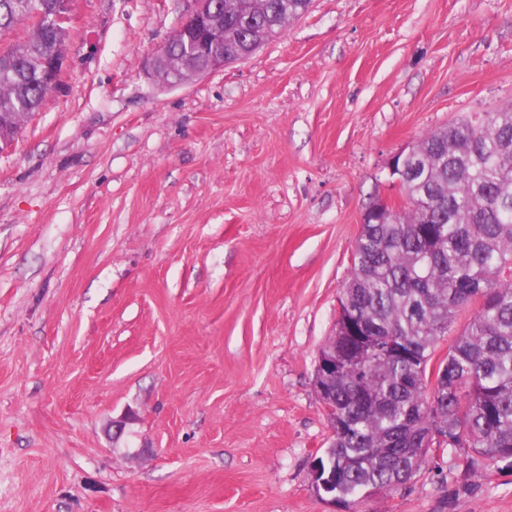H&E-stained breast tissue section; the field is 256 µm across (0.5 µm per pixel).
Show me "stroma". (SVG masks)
Segmentation results:
<instances>
[{"instance_id": "35a3bbf8", "label": "stroma", "mask_w": 512, "mask_h": 512, "mask_svg": "<svg viewBox=\"0 0 512 512\" xmlns=\"http://www.w3.org/2000/svg\"><path fill=\"white\" fill-rule=\"evenodd\" d=\"M193 8L73 0L61 82L0 151V512H512V471L435 450L352 507L311 475L361 216L398 151L512 105V0H314L159 88Z\"/></svg>"}]
</instances>
